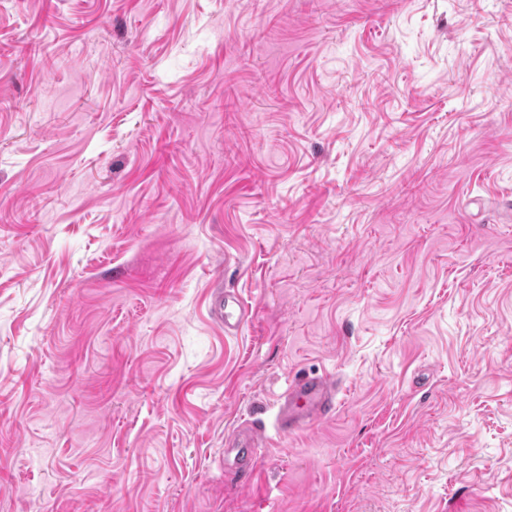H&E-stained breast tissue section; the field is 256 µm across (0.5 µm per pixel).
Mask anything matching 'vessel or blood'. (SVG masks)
I'll list each match as a JSON object with an SVG mask.
<instances>
[{
	"label": "vessel or blood",
	"instance_id": "b4317fda",
	"mask_svg": "<svg viewBox=\"0 0 512 512\" xmlns=\"http://www.w3.org/2000/svg\"><path fill=\"white\" fill-rule=\"evenodd\" d=\"M211 313L225 334L238 333L249 309L236 294L220 290L214 295ZM338 383L334 377L317 375L291 380L275 404L273 434H298L336 409ZM265 429H252L230 436L225 442L224 463L243 484H252L256 475V450L268 440Z\"/></svg>",
	"mask_w": 512,
	"mask_h": 512
}]
</instances>
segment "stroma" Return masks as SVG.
Listing matches in <instances>:
<instances>
[{
    "instance_id": "obj_1",
    "label": "stroma",
    "mask_w": 512,
    "mask_h": 512,
    "mask_svg": "<svg viewBox=\"0 0 512 512\" xmlns=\"http://www.w3.org/2000/svg\"><path fill=\"white\" fill-rule=\"evenodd\" d=\"M0 512H512V0H0ZM211 313L218 323L224 325L225 334L233 335L247 321L249 309L236 294L220 289L214 295ZM338 383L334 377L317 375L291 380L275 404L274 433L298 434L336 409ZM268 439L264 428L230 436L224 444V467L232 470L243 484H252L256 475V448Z\"/></svg>"
}]
</instances>
